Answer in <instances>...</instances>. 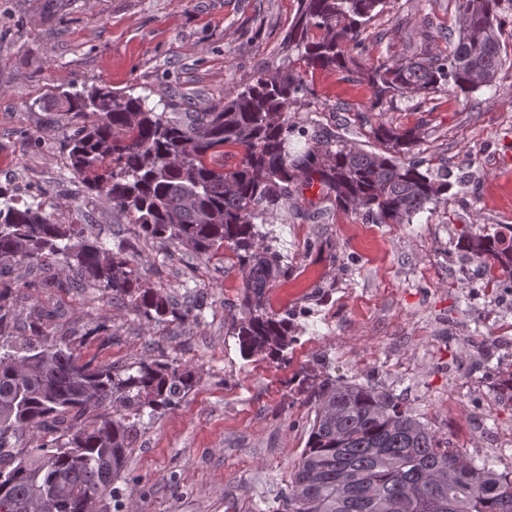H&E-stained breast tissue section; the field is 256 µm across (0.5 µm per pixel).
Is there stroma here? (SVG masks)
<instances>
[{"mask_svg": "<svg viewBox=\"0 0 512 512\" xmlns=\"http://www.w3.org/2000/svg\"><path fill=\"white\" fill-rule=\"evenodd\" d=\"M296 0H0V185L37 195L62 221L81 220L194 319L149 324L100 293H39L52 327L86 336L85 354L124 365L165 355L193 369L191 393L146 427L122 475L124 512H265L281 494L314 417L303 371L400 395L451 447L489 448L512 431V403L476 343L512 327V301L486 292L461 235L512 225V0L502 14L505 65L495 87L440 91L370 108L356 72L306 73L298 120L372 149L378 126L415 130L409 161L448 170V201L411 224H378L304 191L265 228L292 273L267 290L270 310L295 314L282 366L243 358L230 334L242 315L233 256L206 258L143 239L67 166L68 117L44 105L57 88L107 85L149 105L223 99L262 71H301L285 37ZM372 59L408 58L423 43L448 53L455 0H387L362 35Z\"/></svg>", "mask_w": 512, "mask_h": 512, "instance_id": "obj_1", "label": "stroma"}]
</instances>
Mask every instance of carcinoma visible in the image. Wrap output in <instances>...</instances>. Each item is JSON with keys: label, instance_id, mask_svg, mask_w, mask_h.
Here are the masks:
<instances>
[{"label": "carcinoma", "instance_id": "1", "mask_svg": "<svg viewBox=\"0 0 512 512\" xmlns=\"http://www.w3.org/2000/svg\"><path fill=\"white\" fill-rule=\"evenodd\" d=\"M456 2L460 33L447 55L358 61L361 35L385 0H297L286 44L307 72L359 68L373 110L446 86L468 95L494 86L505 64L503 0ZM305 97L302 75L289 69L261 72L194 112H159L107 86L50 95L73 126L69 169L139 235L197 256L232 253L242 317L231 336L247 358L286 362L295 342L292 319L266 300L289 266L257 221L316 185L336 207L378 224H411L448 201V172L403 159L415 132L379 127V152L312 134L290 115ZM458 250L512 281V238L470 234ZM132 264L82 225L59 221L45 201L0 187V512H95L115 497L143 417L195 387L193 371L172 360L117 367L86 358L85 336L53 333V312L36 298L18 322L19 288L62 289L59 268L150 324L195 318L145 286ZM19 270L31 277L21 286ZM310 399L307 446L272 512H512V469L443 445L392 392L328 377L313 383Z\"/></svg>", "mask_w": 512, "mask_h": 512}]
</instances>
